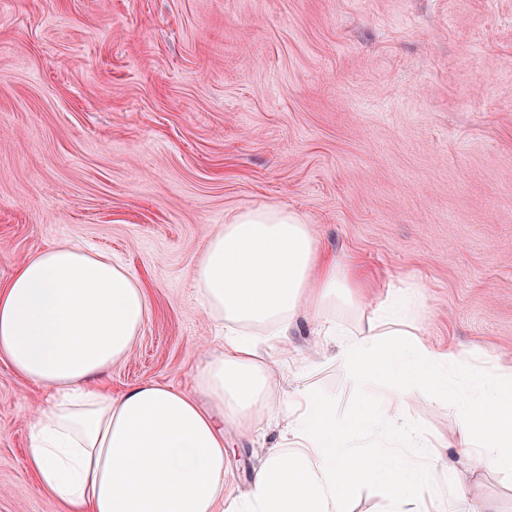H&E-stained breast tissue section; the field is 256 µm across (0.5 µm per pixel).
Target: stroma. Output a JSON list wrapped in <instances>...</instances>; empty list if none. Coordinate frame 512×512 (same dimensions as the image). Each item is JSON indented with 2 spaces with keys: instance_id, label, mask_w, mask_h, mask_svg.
Returning a JSON list of instances; mask_svg holds the SVG:
<instances>
[{
  "instance_id": "1",
  "label": "stroma",
  "mask_w": 512,
  "mask_h": 512,
  "mask_svg": "<svg viewBox=\"0 0 512 512\" xmlns=\"http://www.w3.org/2000/svg\"><path fill=\"white\" fill-rule=\"evenodd\" d=\"M301 214L367 301L408 286L427 339L512 366V0H0V284L47 247L128 265L151 299L108 382L185 392L220 338L188 276L233 211ZM309 380L361 398L311 326ZM40 388L0 360V512H65L27 448ZM430 441L446 407L403 410ZM224 427V492L279 442ZM469 512H512V475L450 452Z\"/></svg>"
}]
</instances>
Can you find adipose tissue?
Instances as JSON below:
<instances>
[{
  "instance_id": "ef3b65f1",
  "label": "adipose tissue",
  "mask_w": 512,
  "mask_h": 512,
  "mask_svg": "<svg viewBox=\"0 0 512 512\" xmlns=\"http://www.w3.org/2000/svg\"><path fill=\"white\" fill-rule=\"evenodd\" d=\"M201 306L224 326V349L194 378V393L143 381L113 394L105 380L128 357L150 313L146 288L131 270L77 245H56L22 261L0 286V358L43 387L27 465L40 489L67 512H351L354 492L377 488L386 512H446L466 500L448 477V497L432 496L441 456L414 466L363 445L417 431L363 398L338 413L298 377L271 409L275 360L261 337L287 341L307 320L346 379L378 385L403 404L417 389L457 421L451 443L485 473L512 472V369L473 370L465 356L434 349L423 336V305L406 291L374 312L368 330L339 328L328 314L354 301V271L320 252L300 214L265 205L233 212L188 271ZM473 375L467 390L449 367ZM206 395L215 410L203 408ZM287 419L281 443L255 467L242 499L224 498V424L252 431L258 418Z\"/></svg>"
}]
</instances>
